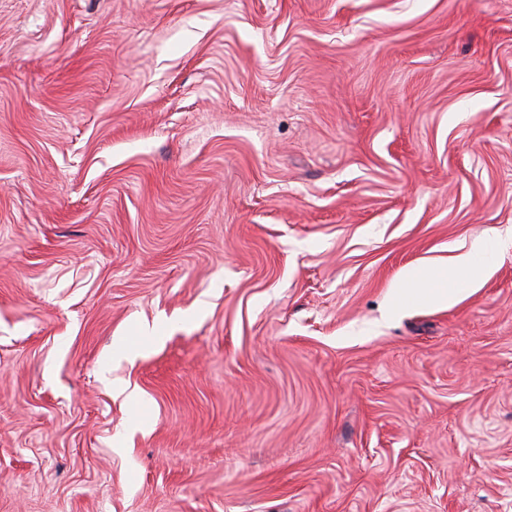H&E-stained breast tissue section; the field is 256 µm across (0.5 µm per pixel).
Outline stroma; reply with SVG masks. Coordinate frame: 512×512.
Masks as SVG:
<instances>
[{
  "label": "stroma",
  "mask_w": 512,
  "mask_h": 512,
  "mask_svg": "<svg viewBox=\"0 0 512 512\" xmlns=\"http://www.w3.org/2000/svg\"><path fill=\"white\" fill-rule=\"evenodd\" d=\"M511 226L512 0H0V512H512ZM483 271L471 255H460L445 266L424 265L407 269L395 292V303L412 300L432 306L457 302L463 284L477 285Z\"/></svg>",
  "instance_id": "stroma-1"
}]
</instances>
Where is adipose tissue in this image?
<instances>
[{
	"label": "adipose tissue",
	"instance_id": "ef3b65f1",
	"mask_svg": "<svg viewBox=\"0 0 512 512\" xmlns=\"http://www.w3.org/2000/svg\"><path fill=\"white\" fill-rule=\"evenodd\" d=\"M483 271L472 256L461 255L445 266L424 265L407 269L395 292L396 301L411 300L448 306L458 300L461 285H477Z\"/></svg>",
	"mask_w": 512,
	"mask_h": 512
}]
</instances>
